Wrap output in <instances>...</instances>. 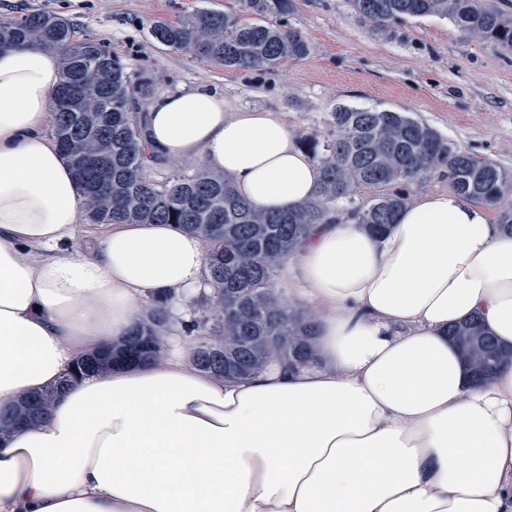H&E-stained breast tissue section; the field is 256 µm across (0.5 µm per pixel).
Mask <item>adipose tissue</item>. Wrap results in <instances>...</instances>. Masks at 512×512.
<instances>
[{
  "instance_id": "obj_1",
  "label": "adipose tissue",
  "mask_w": 512,
  "mask_h": 512,
  "mask_svg": "<svg viewBox=\"0 0 512 512\" xmlns=\"http://www.w3.org/2000/svg\"><path fill=\"white\" fill-rule=\"evenodd\" d=\"M56 54L0 50V408L61 386L0 440V512H512V359L475 382L448 327L512 348V236L454 190L386 232L316 225L283 265L314 355L243 381L188 354L62 385L157 295L197 304L206 241L173 224H89L47 130ZM146 136L258 209L306 202L317 172L270 112L205 88L155 98Z\"/></svg>"
}]
</instances>
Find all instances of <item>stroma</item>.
I'll return each mask as SVG.
<instances>
[{"mask_svg": "<svg viewBox=\"0 0 512 512\" xmlns=\"http://www.w3.org/2000/svg\"><path fill=\"white\" fill-rule=\"evenodd\" d=\"M198 8L244 14L243 0H0V21L48 11L71 21L79 38L106 43L151 96L203 87L224 109L269 111L295 135L321 128L336 105L408 113L453 147L512 172V52L465 36L449 19L408 18L386 33L351 0H294L289 26L309 52L272 68L234 69L153 42V20Z\"/></svg>", "mask_w": 512, "mask_h": 512, "instance_id": "35a3bbf8", "label": "stroma"}]
</instances>
